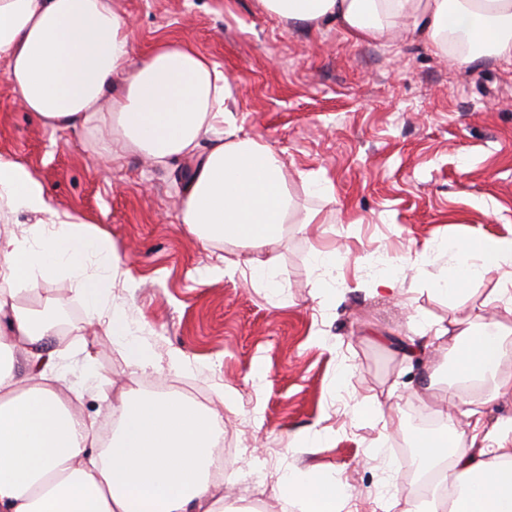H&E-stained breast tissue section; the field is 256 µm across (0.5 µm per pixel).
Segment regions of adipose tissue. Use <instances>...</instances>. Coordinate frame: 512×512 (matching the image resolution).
Returning a JSON list of instances; mask_svg holds the SVG:
<instances>
[{"label": "adipose tissue", "instance_id": "obj_1", "mask_svg": "<svg viewBox=\"0 0 512 512\" xmlns=\"http://www.w3.org/2000/svg\"><path fill=\"white\" fill-rule=\"evenodd\" d=\"M260 2L286 24L333 23L359 43L406 30L462 67L483 57L512 61V0ZM131 34L111 0H0V55L20 107L42 125L79 128L152 164L188 168L182 222L202 245L256 252L279 240L287 223H319L318 213H297L279 154L226 127L232 89L223 72L189 43L168 38L133 59ZM206 137L212 144L203 152ZM18 211L36 222L20 234L0 233V320L8 324L0 332V512H224L210 478L222 414L134 383L112 402L115 427L104 439L74 403V385L52 373L45 346L58 332L48 308L22 302L31 280L77 285L93 323L103 282L131 270L108 237L55 210L30 170L0 159V212ZM81 257L95 259L97 272L82 273ZM510 268L512 236L476 237L458 245L433 280L458 294ZM449 335L457 377L489 382L486 402L512 398V374L502 371L512 360V324L480 314L448 326L425 319L407 347L418 353ZM447 421L445 430L415 437L425 463H447V488L404 512H512V422L469 446L456 417ZM281 491L309 512H341L350 498L320 471L290 472Z\"/></svg>", "mask_w": 512, "mask_h": 512}]
</instances>
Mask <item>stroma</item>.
<instances>
[{"instance_id": "35a3bbf8", "label": "stroma", "mask_w": 512, "mask_h": 512, "mask_svg": "<svg viewBox=\"0 0 512 512\" xmlns=\"http://www.w3.org/2000/svg\"><path fill=\"white\" fill-rule=\"evenodd\" d=\"M133 26V55L156 41L190 43L228 76L237 127L269 145L288 168L304 210L321 211L317 232L289 225L268 253L279 257L278 293L252 283L223 258L247 249L203 248L181 220V173L107 149L82 131L41 126L18 105L0 57V158L27 167L59 212L83 217L118 250L131 274L102 289L104 315L125 313L167 391L190 387L223 412L224 434L242 443L227 471L229 512H304L272 486L263 503L252 473L316 468L340 478L350 512H403L414 502L398 457L410 435L406 407L446 408L440 371L447 348L413 360L397 341L421 317L450 320L482 309L497 279L464 294L432 291L426 245L454 249L512 233V62L482 58L461 67L421 41L357 43L330 25L309 31L269 15L259 0H113ZM336 190L325 204L308 186ZM318 237L336 254L340 281L321 278L309 248ZM387 255L399 299L375 294L368 255ZM26 300L63 306L57 362L82 387L94 426L111 419L108 398L126 387V347L85 331L75 291L37 278ZM96 353L86 377L83 349ZM181 354L180 366L169 364Z\"/></svg>"}]
</instances>
